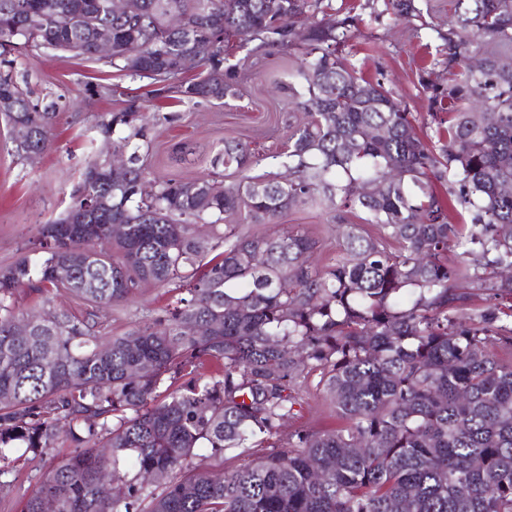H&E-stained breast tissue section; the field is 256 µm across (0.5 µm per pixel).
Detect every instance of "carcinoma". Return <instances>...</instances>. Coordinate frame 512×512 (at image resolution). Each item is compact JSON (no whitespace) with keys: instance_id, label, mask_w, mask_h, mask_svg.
<instances>
[{"instance_id":"cac0c4a2","label":"carcinoma","mask_w":512,"mask_h":512,"mask_svg":"<svg viewBox=\"0 0 512 512\" xmlns=\"http://www.w3.org/2000/svg\"><path fill=\"white\" fill-rule=\"evenodd\" d=\"M107 2L0 0L3 63L21 51L96 60L106 31L112 68L126 70L135 44L142 69L168 81L191 55L208 69L176 93L222 102L239 69L224 65L225 44L279 40L300 54L297 84L279 89L308 121L258 174L261 158L224 138L211 166L239 181L213 174L185 195L180 180L147 178L142 115L112 114L124 178L106 177L108 155L90 161L78 200L41 226V251L0 269V476L18 449L55 447L61 420L73 448L24 512L48 498L55 512H512V306L472 310L458 292L512 299V0H455L448 81L422 84L431 103L448 100L437 150L381 82L341 58L351 17L306 25L313 0H131L124 13ZM5 97L8 124L29 131L16 152L41 154L55 104L32 103L9 71ZM318 197L374 228L348 231L323 273L304 231L236 232ZM453 203L470 223L450 222ZM207 218L213 235L201 238ZM452 240L462 252L450 264ZM175 282L187 296L166 315L100 335L102 310ZM21 288H62L87 310L32 315L21 332ZM314 373L345 426L275 442L295 416L296 380ZM201 448L219 464L190 465Z\"/></svg>"}]
</instances>
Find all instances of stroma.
Wrapping results in <instances>:
<instances>
[{"label": "stroma", "mask_w": 512, "mask_h": 512, "mask_svg": "<svg viewBox=\"0 0 512 512\" xmlns=\"http://www.w3.org/2000/svg\"><path fill=\"white\" fill-rule=\"evenodd\" d=\"M408 16H398L391 0H321L317 19L333 22L347 16L357 19L341 53L359 74L381 81L410 112L418 133L428 145H436L439 124L431 117L432 106L421 84L442 80L441 62L447 45L438 34V19L447 17L453 0H412ZM230 63H241V98L217 102L175 99L164 85L116 71L104 63L63 54L16 56L12 72L26 83L33 101H56L58 117L53 146L36 160L19 156L10 128L0 119V267L33 251L41 224L58 218L80 195L81 173L88 161L112 147V133L105 125L113 113L135 102L149 117L146 136L150 148L144 156L148 178L191 180L211 173V159L233 136L258 155L284 149L291 126L301 118L284 95L274 89L275 80H288L295 53L265 47L256 53L235 48ZM120 85L123 96L105 94V87ZM180 142L196 147L191 161L181 162L174 153ZM337 211L327 207L300 208L288 212L277 224H241L243 236L306 231L317 241L318 268L332 267L344 248L348 228L370 232L359 214L338 221ZM185 289L168 284L142 286L130 303L112 308L111 334L120 335L171 310ZM16 312L78 310L79 304L65 290L22 289ZM317 377L297 382V414L278 435L287 442L293 431L320 432L340 427L325 395L316 387ZM69 449L58 445L34 461L19 465L7 475L11 483L6 506L0 512H22L44 474L65 458Z\"/></svg>", "instance_id": "1"}]
</instances>
